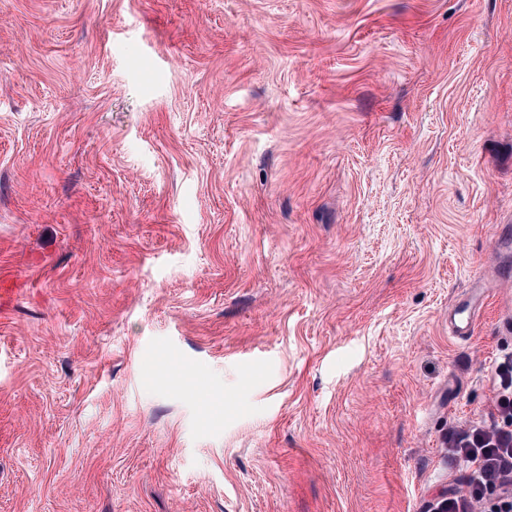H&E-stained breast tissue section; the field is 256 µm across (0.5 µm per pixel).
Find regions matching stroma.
<instances>
[{
  "instance_id": "stroma-1",
  "label": "stroma",
  "mask_w": 512,
  "mask_h": 512,
  "mask_svg": "<svg viewBox=\"0 0 512 512\" xmlns=\"http://www.w3.org/2000/svg\"><path fill=\"white\" fill-rule=\"evenodd\" d=\"M499 233L512 0H0V512H429ZM486 299V289L476 282L470 292L449 310V327L455 337L466 338L473 334L478 312Z\"/></svg>"
}]
</instances>
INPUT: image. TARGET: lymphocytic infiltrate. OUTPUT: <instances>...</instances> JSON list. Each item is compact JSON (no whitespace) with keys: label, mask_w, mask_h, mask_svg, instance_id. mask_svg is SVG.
Segmentation results:
<instances>
[{"label":"lymphocytic infiltrate","mask_w":512,"mask_h":512,"mask_svg":"<svg viewBox=\"0 0 512 512\" xmlns=\"http://www.w3.org/2000/svg\"><path fill=\"white\" fill-rule=\"evenodd\" d=\"M494 385L486 418L448 435V459L464 464L465 488L449 491L434 512H512L511 354L497 365Z\"/></svg>","instance_id":"obj_1"}]
</instances>
